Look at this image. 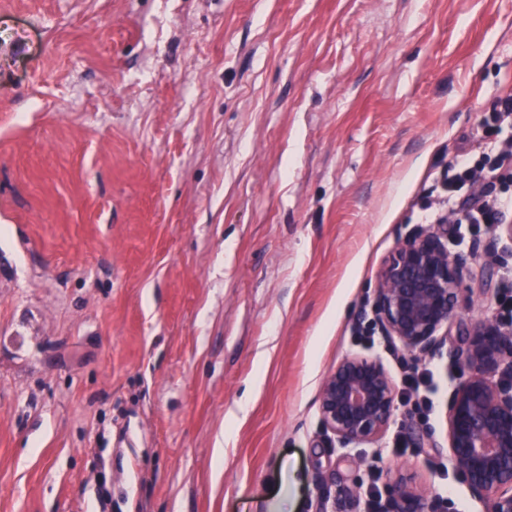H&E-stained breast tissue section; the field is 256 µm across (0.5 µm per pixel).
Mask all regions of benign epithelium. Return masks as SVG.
<instances>
[{
	"label": "benign epithelium",
	"mask_w": 512,
	"mask_h": 512,
	"mask_svg": "<svg viewBox=\"0 0 512 512\" xmlns=\"http://www.w3.org/2000/svg\"><path fill=\"white\" fill-rule=\"evenodd\" d=\"M467 266L465 255L448 250L443 224L400 243L377 274L373 315L384 335L415 357L440 350ZM456 354L467 374L448 407V457L486 512H512V333L482 319ZM395 409V383L375 357H343L321 388L323 427L344 446L382 435ZM435 508L407 480L389 484L384 512Z\"/></svg>",
	"instance_id": "1"
}]
</instances>
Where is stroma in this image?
Wrapping results in <instances>:
<instances>
[{
	"label": "stroma",
	"mask_w": 512,
	"mask_h": 512,
	"mask_svg": "<svg viewBox=\"0 0 512 512\" xmlns=\"http://www.w3.org/2000/svg\"><path fill=\"white\" fill-rule=\"evenodd\" d=\"M509 92L512 0H0V512H364L398 476L485 512L447 368L512 245L461 249L429 423L343 448L320 392L391 366L352 331Z\"/></svg>",
	"instance_id": "stroma-1"
}]
</instances>
